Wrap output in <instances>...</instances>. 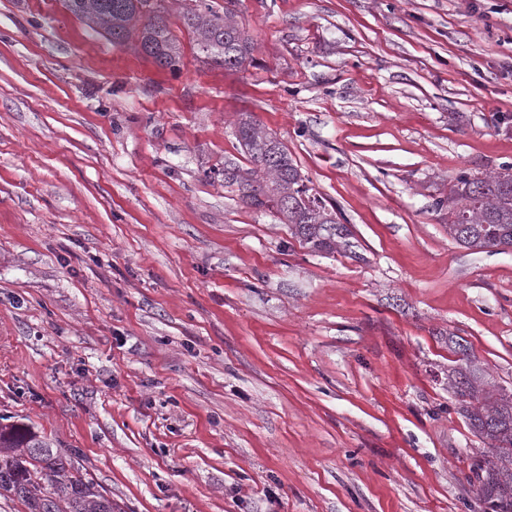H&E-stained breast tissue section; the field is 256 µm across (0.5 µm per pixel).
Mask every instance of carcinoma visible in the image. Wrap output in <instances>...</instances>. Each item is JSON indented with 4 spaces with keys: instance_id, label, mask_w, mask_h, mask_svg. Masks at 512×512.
Wrapping results in <instances>:
<instances>
[{
    "instance_id": "obj_1",
    "label": "carcinoma",
    "mask_w": 512,
    "mask_h": 512,
    "mask_svg": "<svg viewBox=\"0 0 512 512\" xmlns=\"http://www.w3.org/2000/svg\"><path fill=\"white\" fill-rule=\"evenodd\" d=\"M146 0H68L69 10L103 30L114 43L136 31ZM235 0L224 15L211 8L184 15L197 34L207 61L238 69L252 61V40L232 20ZM141 49L155 62L173 68L180 50L165 22L151 18L139 30ZM253 167L224 169V185L236 187L240 200L254 209L276 211L292 234L310 249L333 253L348 245L347 227L310 193L288 148L260 128L251 116L240 118L236 132ZM448 235L466 248L512 247V165L492 176L463 173L448 193ZM462 363L448 373V388L462 398L461 413L471 432L490 445L470 468L467 481L491 512H512V392H501L468 360L467 346L456 343ZM16 500L24 512H112V499L100 491L72 457L24 423H0V497Z\"/></svg>"
}]
</instances>
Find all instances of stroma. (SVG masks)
I'll list each match as a JSON object with an SVG mask.
<instances>
[{"label":"stroma","instance_id":"1","mask_svg":"<svg viewBox=\"0 0 512 512\" xmlns=\"http://www.w3.org/2000/svg\"><path fill=\"white\" fill-rule=\"evenodd\" d=\"M159 66L63 0H0V416L112 512H485L448 388L512 390V249L448 235L512 165V0H237L254 63L183 15ZM349 230L315 252L224 186L241 114Z\"/></svg>","mask_w":512,"mask_h":512}]
</instances>
